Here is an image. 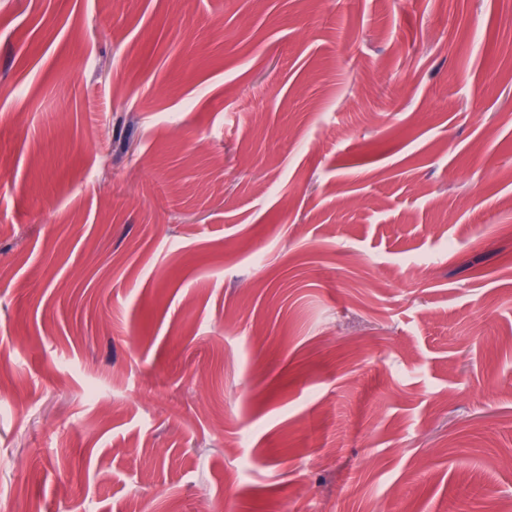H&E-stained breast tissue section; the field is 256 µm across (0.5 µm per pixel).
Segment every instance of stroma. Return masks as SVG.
<instances>
[{
    "mask_svg": "<svg viewBox=\"0 0 512 512\" xmlns=\"http://www.w3.org/2000/svg\"><path fill=\"white\" fill-rule=\"evenodd\" d=\"M380 495L512 506V0H0V512Z\"/></svg>",
    "mask_w": 512,
    "mask_h": 512,
    "instance_id": "1",
    "label": "stroma"
}]
</instances>
